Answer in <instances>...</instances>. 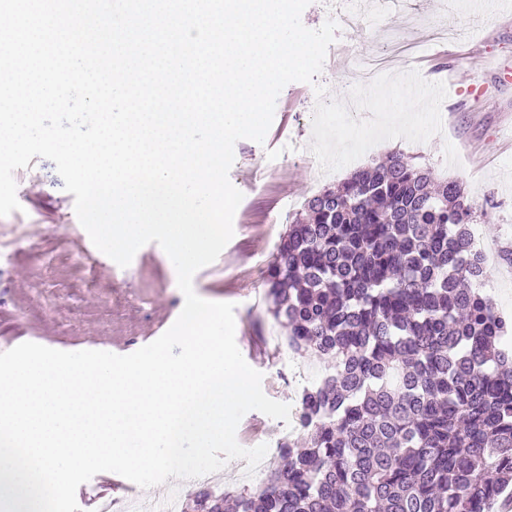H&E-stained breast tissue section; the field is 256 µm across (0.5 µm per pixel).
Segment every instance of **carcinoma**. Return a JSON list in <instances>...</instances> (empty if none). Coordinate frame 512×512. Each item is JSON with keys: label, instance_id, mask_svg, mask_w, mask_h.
I'll return each instance as SVG.
<instances>
[{"label": "carcinoma", "instance_id": "carcinoma-1", "mask_svg": "<svg viewBox=\"0 0 512 512\" xmlns=\"http://www.w3.org/2000/svg\"><path fill=\"white\" fill-rule=\"evenodd\" d=\"M475 214L400 151L306 200L267 269L288 347L333 363L298 401L306 446L195 512H490L512 481V320L481 290Z\"/></svg>", "mask_w": 512, "mask_h": 512}]
</instances>
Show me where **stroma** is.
Returning a JSON list of instances; mask_svg holds the SVG:
<instances>
[{"label": "stroma", "instance_id": "35a3bbf8", "mask_svg": "<svg viewBox=\"0 0 512 512\" xmlns=\"http://www.w3.org/2000/svg\"><path fill=\"white\" fill-rule=\"evenodd\" d=\"M351 9L361 19L339 28L317 78L328 99L356 84L355 56L383 50L391 35L404 50L390 61L389 72L414 68L425 80L449 87L441 104L440 134L425 142H381L356 165L399 149L438 177L462 183L476 205L474 226L487 247L483 290L501 314L512 318V263L499 256L502 248H512V83H500L493 73L512 67V14H502L497 0H485L477 12L459 10L453 0H406L402 9L379 17L366 10L365 0H312L301 20L316 29L330 13ZM313 86L287 84L279 94L288 104L286 124L272 123L263 143H236L229 179L244 198L234 215V236L193 278L203 299L234 304L242 356L262 373L269 398L292 405L303 386L321 379L331 365L276 344L284 330L268 312L265 272L305 200L351 172L346 166L323 173L310 148ZM14 178L21 208L0 217V352L34 342L66 352L126 355L171 327L184 296L158 244H146L128 267H120L92 244L52 161L33 157ZM236 437L246 448L262 443L273 448L284 438L302 442L304 434L297 424L253 410L241 419ZM244 485L237 469L226 467L205 483L187 485L171 477L144 489L129 482L125 496L151 503L174 496L184 505L199 489L219 494Z\"/></svg>", "mask_w": 512, "mask_h": 512}]
</instances>
